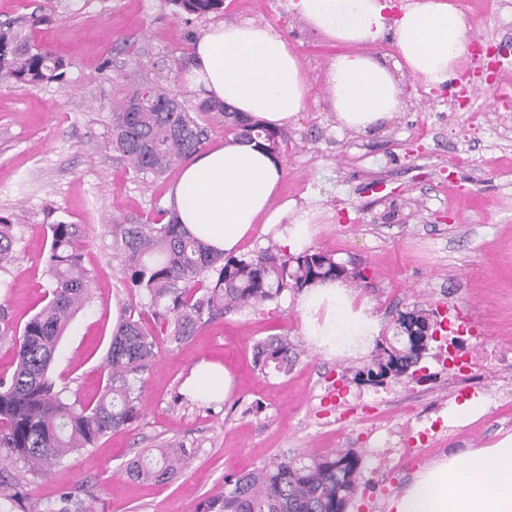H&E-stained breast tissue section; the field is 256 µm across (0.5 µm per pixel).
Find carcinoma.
<instances>
[{
  "label": "carcinoma",
  "instance_id": "carcinoma-1",
  "mask_svg": "<svg viewBox=\"0 0 512 512\" xmlns=\"http://www.w3.org/2000/svg\"><path fill=\"white\" fill-rule=\"evenodd\" d=\"M178 13L202 16L224 0H169ZM67 63L53 52L35 48L15 22H0V85L62 81ZM135 96L141 111H127ZM175 98L158 79L128 91L113 107L112 150L137 172L154 178L179 167L198 153L214 124L236 139L255 141L273 156L286 133L249 122L224 103L203 99L179 112H166ZM46 272L50 299L18 334L0 314V340L11 338L15 368L0 377V460L21 461L28 472L47 474L65 457L92 447L107 433L130 425L138 414L141 385L154 364L159 337L183 343L199 326L224 314L273 301L285 292L300 293L327 280L361 279L331 255L304 251L280 254L271 248L249 257L213 254L182 230L178 216L162 210L142 222L124 218L112 224V252L121 259L124 280L145 291L155 306L157 328L148 329L133 315L121 316L104 361L107 380L94 403L68 401L65 390L48 376L59 340L88 296L82 265L86 236L77 224L50 226ZM14 225L0 218V270L15 258ZM394 333L381 339L371 358L355 370L354 380L381 382L415 373L414 367L434 341L435 323L423 309L398 315ZM260 370L286 372L296 352L282 338L255 346ZM181 442L146 449L129 460L133 480L168 482L192 458ZM360 456L351 450L308 462L284 456L250 472L230 475L224 487L206 497L196 512H345L360 487ZM19 480L0 478V512H14ZM39 512H92L83 500L63 493Z\"/></svg>",
  "mask_w": 512,
  "mask_h": 512
}]
</instances>
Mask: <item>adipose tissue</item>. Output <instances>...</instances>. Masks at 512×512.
Here are the masks:
<instances>
[{"mask_svg":"<svg viewBox=\"0 0 512 512\" xmlns=\"http://www.w3.org/2000/svg\"><path fill=\"white\" fill-rule=\"evenodd\" d=\"M305 27L338 47L326 71L332 105L342 123L368 131L395 117L398 74L441 88L454 83L466 54L463 11L451 0H288ZM391 39L398 57L387 63L364 49ZM187 85L259 123L279 128L296 120L306 103L300 59L277 28L252 20L220 21L204 29ZM283 167L256 143L229 139L202 151L181 173L171 195L184 230L218 255L236 252L256 224L275 231L289 253L305 250L320 205L278 200ZM303 332L328 355L367 352L380 325L367 300L342 281L305 289L299 300ZM232 387L223 366L200 361L184 383L194 398L218 403ZM392 512H512V435L470 448L418 471L395 497Z\"/></svg>","mask_w":512,"mask_h":512,"instance_id":"ef3b65f1","label":"adipose tissue"}]
</instances>
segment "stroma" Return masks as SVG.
<instances>
[{
  "label": "stroma",
  "instance_id": "35a3bbf8",
  "mask_svg": "<svg viewBox=\"0 0 512 512\" xmlns=\"http://www.w3.org/2000/svg\"><path fill=\"white\" fill-rule=\"evenodd\" d=\"M455 2L469 36L494 48L496 69L487 70L485 55L470 52L446 88L400 75L398 116L358 132L342 125L330 105L325 71L336 46L293 18L288 0H224L222 11L203 17L175 14L168 0H0V22L47 16V23L29 28L30 40L69 63L64 83L0 87V216L11 220L17 238L14 261L0 271V311L14 329L49 299L51 225L79 224L86 232L88 298L50 369L68 399L87 404L100 396L116 313L151 316L149 298L127 287L112 254V220L156 219L180 177L176 171L143 177L112 150V104L123 90L160 75L194 102L197 92L185 84L183 69L197 35L219 20L271 24L299 56L307 101L286 127L279 196L300 206L317 199L330 213L311 249L362 271L352 286L372 303L381 326L415 305L443 317L456 309L474 314L510 360L485 375L479 393L485 412L463 422V435L439 438L431 453L395 458L374 494L367 485L375 444L369 416L396 422L411 403L438 408L450 425L465 400L441 362L452 333L442 330L421 361L429 381L389 380L386 402L372 408L355 399L370 391L353 379L363 357H330L312 347L298 296L285 294L207 322L187 343L161 342L137 419L32 478L25 512H39L64 492L93 512H196L226 475L284 455L341 449L361 456L365 481L346 512H388L391 496L417 469L506 434L500 412L502 393L512 390V0ZM275 336L298 345L300 355L288 373L265 375L253 366V350ZM203 360L233 377L222 403L183 392ZM166 441L193 449L187 468L163 484L130 481L126 463Z\"/></svg>",
  "mask_w": 512,
  "mask_h": 512
}]
</instances>
